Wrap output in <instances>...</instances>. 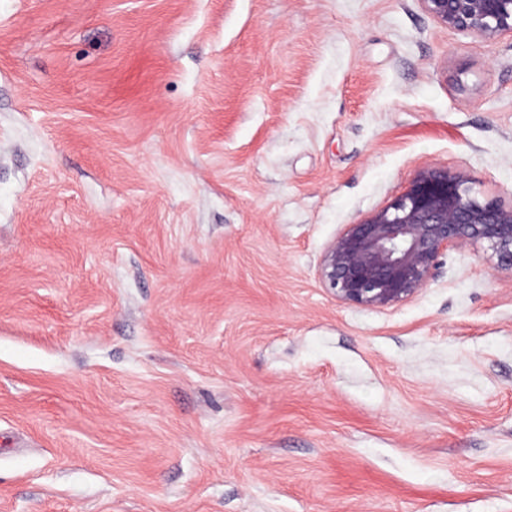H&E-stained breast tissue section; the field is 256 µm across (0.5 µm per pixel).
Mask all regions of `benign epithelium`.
<instances>
[{
    "label": "benign epithelium",
    "mask_w": 512,
    "mask_h": 512,
    "mask_svg": "<svg viewBox=\"0 0 512 512\" xmlns=\"http://www.w3.org/2000/svg\"><path fill=\"white\" fill-rule=\"evenodd\" d=\"M437 21L484 38L512 33V0H420ZM488 246L512 273V206L480 201L462 172L427 167L381 210L345 224L320 277L338 300L388 308L414 297L449 250Z\"/></svg>",
    "instance_id": "1"
}]
</instances>
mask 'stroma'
<instances>
[{"mask_svg": "<svg viewBox=\"0 0 512 512\" xmlns=\"http://www.w3.org/2000/svg\"><path fill=\"white\" fill-rule=\"evenodd\" d=\"M427 166L512 204V35L420 0H0V512H512V275L319 266Z\"/></svg>", "mask_w": 512, "mask_h": 512, "instance_id": "obj_1", "label": "stroma"}]
</instances>
